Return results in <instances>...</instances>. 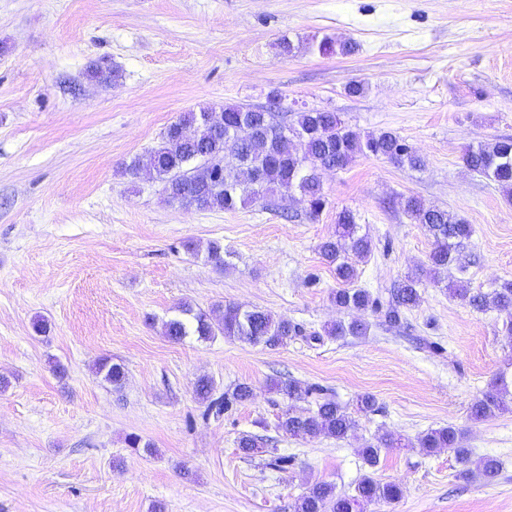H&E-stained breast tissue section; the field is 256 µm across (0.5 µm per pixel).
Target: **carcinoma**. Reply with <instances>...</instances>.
<instances>
[{
  "label": "carcinoma",
  "instance_id": "cac0c4a2",
  "mask_svg": "<svg viewBox=\"0 0 512 512\" xmlns=\"http://www.w3.org/2000/svg\"><path fill=\"white\" fill-rule=\"evenodd\" d=\"M210 110L185 112L170 124L162 135L160 145L151 151L154 176L164 185L168 203L200 210H234L237 206L264 201L279 194L283 197L295 192L307 202V214L315 219L326 206L323 194L322 172L346 168L360 156L384 158L397 166L413 169L424 167V161L400 136L380 130L361 134L345 125L331 111L310 109L294 113L290 121L280 119L276 111L262 107L229 105L224 107V131L218 133L207 121ZM246 117L251 128L241 138L234 134L240 117ZM288 127V134L277 131ZM181 127H192L189 139L178 136ZM462 160L472 172L496 183L504 192L512 193V138L492 143H478L465 148ZM404 214L414 224H420L434 238V247L428 256L425 272L436 275L455 260V254L473 233L471 225L458 215L436 206H427L415 196L402 202ZM325 261L333 266L336 279L342 287L336 289V306L351 312L384 313L391 325L401 323L404 309L414 307L420 294V278L409 276L393 290L391 300L383 304L365 288L353 284L359 276L358 265L372 252L368 234L360 233L356 214L344 209L336 214L334 234L319 245ZM452 295L473 309L483 312L494 308L506 316L505 331L512 336V281H505L492 290L473 291L466 287L450 289ZM183 317L164 324L165 332L174 340L193 333L207 339L220 332L228 339L247 341L275 348L300 332L297 325L260 309H244L227 304L211 313L193 312L181 306ZM370 324L357 317L348 323L336 322L324 328L326 335L365 336ZM96 370L119 387L125 379L121 365L108 359L100 360ZM270 389L291 401L281 412L278 429L294 438H315L320 435L344 439L356 425L353 413L374 411L375 397L369 394L357 400L354 411L334 398L321 395L322 388L301 387L297 382L280 379L270 381ZM213 381L202 376L194 383V394L207 404V413L224 414L230 406L247 401L252 389L238 384L232 392L213 397ZM508 394L504 380L497 379L470 407L471 417L484 420L505 407ZM315 396V408L298 410L292 402ZM418 445L433 452L448 449L455 458L470 468L463 474H476L483 481H492L499 473L500 463L493 457L471 459V449L465 447L462 434L448 426L430 429L417 439ZM401 443L398 438H384L377 445L360 449L364 463L374 468L379 462L381 448ZM401 497L400 488L391 483H380L366 474L355 487V493L340 495L335 486L317 482L298 497L293 512H362L371 502L391 503Z\"/></svg>",
  "mask_w": 512,
  "mask_h": 512
}]
</instances>
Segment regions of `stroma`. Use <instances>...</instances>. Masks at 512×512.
Wrapping results in <instances>:
<instances>
[{"mask_svg":"<svg viewBox=\"0 0 512 512\" xmlns=\"http://www.w3.org/2000/svg\"><path fill=\"white\" fill-rule=\"evenodd\" d=\"M326 37L356 49L311 50ZM98 66L118 78H89ZM353 80L363 95L347 93ZM273 94L288 113L393 131L426 166L357 158L324 175L314 220L296 198L180 207L149 172L125 175L182 113L265 106ZM502 138H512V0H0V512H289L313 483L350 494L368 473L402 494L366 512H512V403L469 416L497 376L512 380V338L503 314L447 290L512 280V199L462 161L465 146ZM411 195L471 224L458 261L441 283L422 278L408 330L368 311V335H323L351 318L318 251L337 212L352 210L369 233L356 285L383 297L433 248L400 206ZM213 241L231 253L224 269L206 260ZM185 303L257 307L300 332L275 349L219 333L174 341L164 324ZM104 358L124 368L121 387L96 373ZM202 375L216 394L246 383L252 397L204 417ZM277 376L350 408L370 394L377 409L346 439L291 438L276 428L288 404L269 388ZM446 426L473 457L500 461L493 483L462 478L447 450L419 448L418 436ZM244 433L292 466L244 455ZM387 434L402 447L368 468L361 448ZM131 435L154 454L129 448Z\"/></svg>","mask_w":512,"mask_h":512,"instance_id":"stroma-1","label":"stroma"}]
</instances>
